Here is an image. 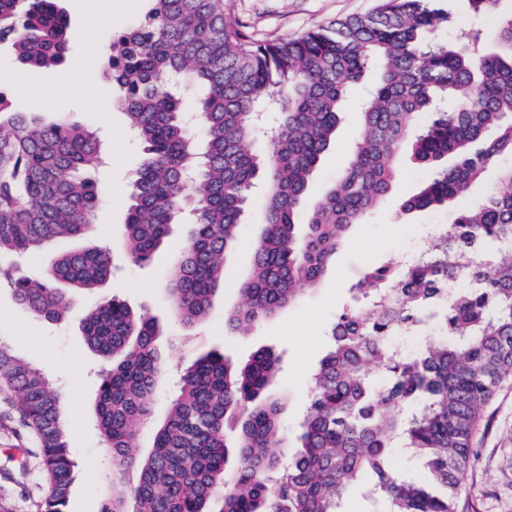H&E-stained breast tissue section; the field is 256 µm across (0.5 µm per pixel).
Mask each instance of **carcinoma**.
I'll list each match as a JSON object with an SVG mask.
<instances>
[{
    "mask_svg": "<svg viewBox=\"0 0 512 512\" xmlns=\"http://www.w3.org/2000/svg\"><path fill=\"white\" fill-rule=\"evenodd\" d=\"M152 2L144 23L113 38L106 73L144 155L128 194L127 255L151 262L171 226H184L166 288L184 326L207 318L257 188L265 205L240 284L244 304L225 315V328L239 335L318 288L352 226L391 194L401 148L431 173L402 200L401 213L447 211L453 224L412 264L390 261L352 285L369 304L336 318L332 346L312 376L299 450L284 468L272 350L245 362L208 353L185 366L144 455L136 429L151 420V396L166 372L162 330L115 297L90 308L83 332L103 361L97 430L116 466L132 474L102 512H340L364 472L387 512H458L474 437L512 380V260L492 255L512 251V165H500L512 156V13L489 40L477 21L495 16L502 0H461V24L433 0H380L365 15L259 43L244 25L226 22L224 0ZM455 24L460 36L446 46L428 37ZM68 30L58 0H0V41H12L23 65L62 62ZM371 70L377 78L356 146L309 205L311 174L350 90ZM175 81L202 89L194 128L172 93ZM3 114L10 132L0 134V254L47 246L57 253L39 278L0 266V284L34 317L57 323L72 297L112 274L107 247H70L91 233L98 194L88 172L105 151L79 121L43 125L11 111L0 92ZM260 130L267 143L257 152L248 140ZM492 167L497 186L462 205ZM432 321L440 334L410 356L396 349L394 336ZM372 365L383 366V380ZM0 383L40 443L48 480L40 512H68L75 461L56 386L1 343ZM400 437L425 479L390 471Z\"/></svg>",
    "mask_w": 512,
    "mask_h": 512,
    "instance_id": "1",
    "label": "carcinoma"
}]
</instances>
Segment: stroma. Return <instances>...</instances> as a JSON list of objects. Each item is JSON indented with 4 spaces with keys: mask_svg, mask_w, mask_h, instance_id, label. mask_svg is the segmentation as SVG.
<instances>
[{
    "mask_svg": "<svg viewBox=\"0 0 512 512\" xmlns=\"http://www.w3.org/2000/svg\"><path fill=\"white\" fill-rule=\"evenodd\" d=\"M60 4L70 26L86 28L87 42L72 44L66 60L48 69L20 65L11 44L1 42L0 75L6 81L0 90L11 93L10 77L21 78L30 91L14 95L15 111L35 113L48 124L68 113L96 132L105 148L106 163L95 176L99 204L90 241L110 249L114 272L98 291L80 295L69 318L60 323L35 318L17 303L9 288H0V343L39 368L57 366L52 380L60 392L78 464L68 510L101 512L117 470L96 427L94 405L101 362L84 341L81 317L86 308L99 297H116L133 309L146 310L162 326L165 339L177 343L153 396V420L138 428L141 452H149L153 446L155 424L166 416L181 367L208 351L244 361L267 347L281 359L275 390L285 401L283 433L288 446L281 455L289 458L298 444L311 376L331 345V327L343 308L353 303L352 284L366 268L397 255L418 253L434 225L447 223L448 215L400 213L404 196L429 176L407 155H400L402 178L387 201L352 228L321 286L297 305L257 325L249 335H229L224 331V312L243 303L238 285L250 270L252 241L264 208L263 196L254 195L240 243L226 258L223 289L216 294L206 320L185 328L173 317L166 294L168 271L181 256V227H174L149 265H136L126 255L122 239L127 209L112 203L113 187L130 182L141 155L126 115L112 106L116 89L104 75L98 54L115 36L144 20L150 4L148 0H60ZM376 4L377 0H224V10L227 22L245 25L253 38L263 43L294 38L315 27L367 13ZM74 80L87 82L86 96L69 93L67 86ZM48 84L57 88L50 107L39 93ZM361 93V88H354L346 100L336 137L312 176L309 200H316L347 163L360 124ZM474 448L473 466L458 497L460 512H512V384L498 392L474 439ZM46 492L37 441L20 422L14 393L1 385L0 512H38Z\"/></svg>",
    "mask_w": 512,
    "mask_h": 512,
    "instance_id": "35a3bbf8",
    "label": "stroma"
}]
</instances>
